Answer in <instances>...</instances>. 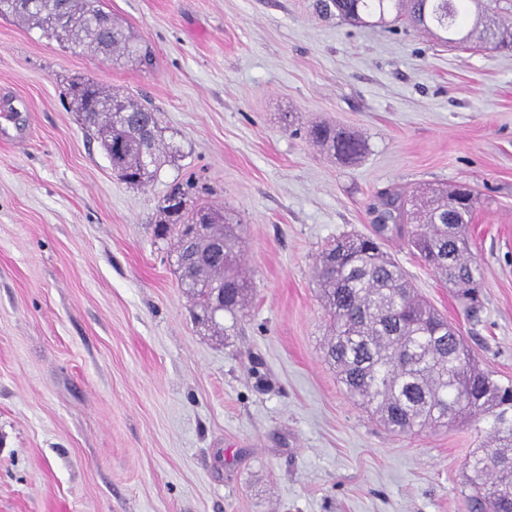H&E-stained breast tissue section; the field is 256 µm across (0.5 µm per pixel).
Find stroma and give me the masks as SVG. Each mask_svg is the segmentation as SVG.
I'll list each match as a JSON object with an SVG mask.
<instances>
[{
    "instance_id": "stroma-1",
    "label": "stroma",
    "mask_w": 512,
    "mask_h": 512,
    "mask_svg": "<svg viewBox=\"0 0 512 512\" xmlns=\"http://www.w3.org/2000/svg\"><path fill=\"white\" fill-rule=\"evenodd\" d=\"M316 0H104L152 70L0 18V512H469L484 421L406 436L325 362L311 280L336 237L371 234L385 191L465 184L483 309L407 239L382 249L512 381V52L406 23L356 28ZM89 80L157 112L168 160L126 184L68 88ZM357 132L344 163L307 132ZM243 224L246 307L198 322L159 206Z\"/></svg>"
}]
</instances>
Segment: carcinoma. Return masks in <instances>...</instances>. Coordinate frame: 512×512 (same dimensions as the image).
Returning <instances> with one entry per match:
<instances>
[{
    "label": "carcinoma",
    "instance_id": "1",
    "mask_svg": "<svg viewBox=\"0 0 512 512\" xmlns=\"http://www.w3.org/2000/svg\"><path fill=\"white\" fill-rule=\"evenodd\" d=\"M0 0V16L24 19L49 38L71 48H90L106 58L120 54L139 65H152L150 51L142 46L100 0H66V27L53 23L39 2ZM323 17L364 23L363 14L392 9L413 26L446 34L447 43L477 39L492 50L512 49V24L487 14L484 0H317ZM69 96L76 111L94 128L112 170L129 184L141 185L157 174L160 148L156 136L138 134L133 118L151 109L105 93L90 81L74 82ZM309 136L318 146L344 163L359 160L365 152L360 135L329 125L313 127ZM476 198L462 185L438 190L427 197L408 199L392 192L381 196L373 234L349 236L343 246L331 243L322 254L336 260H316L313 280L322 306L330 318L325 360L336 370L346 391L376 415L390 430L404 434L433 432L457 420L484 419L490 424L491 442L472 452L465 463L470 470L473 512H512V425L499 416L512 415V383H500L479 368L459 331L448 319L415 293L404 269L381 248L380 240L392 234L408 237L425 264L443 285L480 308L481 275L471 259L466 232ZM168 217L158 235H176L183 254L180 225ZM204 212L224 237V261L195 272L181 271L187 292L201 312L209 310L215 289H224V311L242 310L249 281L240 263L242 229L213 208H194L185 221Z\"/></svg>",
    "mask_w": 512,
    "mask_h": 512
}]
</instances>
